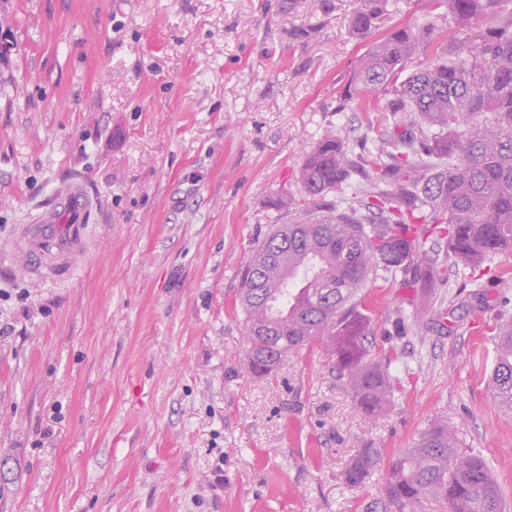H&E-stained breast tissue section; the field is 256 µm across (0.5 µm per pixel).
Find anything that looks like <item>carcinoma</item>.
Returning <instances> with one entry per match:
<instances>
[{"label":"carcinoma","mask_w":512,"mask_h":512,"mask_svg":"<svg viewBox=\"0 0 512 512\" xmlns=\"http://www.w3.org/2000/svg\"><path fill=\"white\" fill-rule=\"evenodd\" d=\"M466 36L426 67L402 77L406 64L430 47L434 26L400 27L358 60L349 100L389 94L384 111L393 122L385 144L389 159L354 152L331 131L306 156L295 210L254 250L240 278L244 332L252 374L275 372L326 330L334 369L359 408L376 415L394 401L397 377L371 357L370 319L358 310L378 268L440 264L434 238L448 239V259L487 272L494 256L512 254V0H448ZM389 12V0H367L352 27L368 33ZM384 166L360 194L322 212L325 197L344 193L356 173ZM307 263L315 282L299 309L273 313L285 263ZM495 364L488 388L512 405V320L492 338ZM381 460L378 448L359 449L344 472L350 486L365 483ZM432 500L440 512H503L501 489L479 453L458 446L445 422L431 424L392 462L384 512H415Z\"/></svg>","instance_id":"carcinoma-1"}]
</instances>
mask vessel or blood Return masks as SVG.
<instances>
[{
  "mask_svg": "<svg viewBox=\"0 0 512 512\" xmlns=\"http://www.w3.org/2000/svg\"><path fill=\"white\" fill-rule=\"evenodd\" d=\"M94 202L84 184L61 186L52 203L26 224L17 225L9 244L0 245V267L10 266L14 246L31 259L30 273L38 279H69L90 249Z\"/></svg>",
  "mask_w": 512,
  "mask_h": 512,
  "instance_id": "vessel-or-blood-1",
  "label": "vessel or blood"
}]
</instances>
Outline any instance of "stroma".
<instances>
[{"label": "stroma", "instance_id": "stroma-1", "mask_svg": "<svg viewBox=\"0 0 512 512\" xmlns=\"http://www.w3.org/2000/svg\"><path fill=\"white\" fill-rule=\"evenodd\" d=\"M0 0V240L62 181L99 205L64 282L0 275V512H377L390 464L435 420L490 463L512 506V414L487 378L512 254L480 283L441 265L364 288L373 356L400 379L364 415L325 339L273 374L246 366L239 274L288 221L306 154L331 130L373 146L381 102L344 103L358 59L434 23L415 70L464 36L441 0ZM444 318L414 330L442 292ZM382 451L362 486L342 473ZM389 0H367L365 8L357 12L352 19V27L360 33H368L379 28L389 12Z\"/></svg>", "mask_w": 512, "mask_h": 512}]
</instances>
